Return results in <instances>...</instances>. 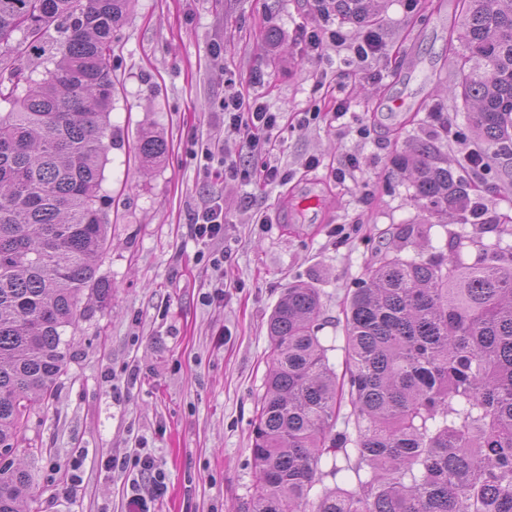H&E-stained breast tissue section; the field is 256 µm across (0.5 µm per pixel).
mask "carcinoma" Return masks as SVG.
Here are the masks:
<instances>
[{"label": "carcinoma", "mask_w": 512, "mask_h": 512, "mask_svg": "<svg viewBox=\"0 0 512 512\" xmlns=\"http://www.w3.org/2000/svg\"><path fill=\"white\" fill-rule=\"evenodd\" d=\"M131 0H0V50L53 52L44 72L0 79V449L23 444L64 373L85 290L108 244L100 194L112 140V29ZM336 19L376 26L383 0H331ZM58 37H53L52 33ZM448 93L488 152L512 160V0H465ZM139 155L168 144L142 134ZM426 217L471 207L434 141L399 156ZM425 258L378 251L348 293L342 374L318 336L321 295L288 285L268 324L271 365L252 420L253 482L242 512H512V227L481 223ZM422 224H400L410 242ZM355 433L336 430L343 403ZM346 466L337 464V452ZM331 462L329 470L322 465ZM348 477L334 487L323 478ZM30 475L0 462V512H24Z\"/></svg>", "instance_id": "carcinoma-1"}]
</instances>
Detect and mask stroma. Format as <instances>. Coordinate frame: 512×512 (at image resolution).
Instances as JSON below:
<instances>
[{
	"mask_svg": "<svg viewBox=\"0 0 512 512\" xmlns=\"http://www.w3.org/2000/svg\"><path fill=\"white\" fill-rule=\"evenodd\" d=\"M459 15L457 0H388L377 31L383 54L361 61L352 47L368 30L357 24L344 25V43L314 56L301 32L318 22L316 0H134L112 38L115 138L102 184L109 244L98 269L112 299L83 295L72 357L48 411L27 431L44 450L25 462L28 512H130L135 492L152 512H241L253 481L251 420L269 368V316L288 284H313L320 334L331 362L343 363L350 288L374 263L376 246L398 245L396 226L418 219L397 154L437 138L470 195H489L497 221L512 218V163L491 160L476 175L464 160L479 142L462 100L447 93L457 80L450 47ZM344 58L351 75L340 82L335 65ZM231 84L281 113L270 158L290 172L287 184L228 188L190 154L194 139L238 146L216 112ZM336 89L350 103L342 128L323 109ZM305 111L317 120L295 123L294 113ZM435 111L461 140L438 136ZM362 125L369 138L357 135ZM145 130L166 139L165 158L138 155ZM349 156L361 167L337 181ZM311 157L318 167H307ZM214 196L224 207L218 271L190 236L193 210ZM452 232L474 234L467 214L433 226L425 247L403 246L402 255L444 250ZM219 282L223 299L206 302ZM138 446L166 473L161 499L148 480L133 492L126 475L98 465ZM77 458L83 486L70 499L59 483Z\"/></svg>",
	"mask_w": 512,
	"mask_h": 512,
	"instance_id": "1",
	"label": "stroma"
}]
</instances>
